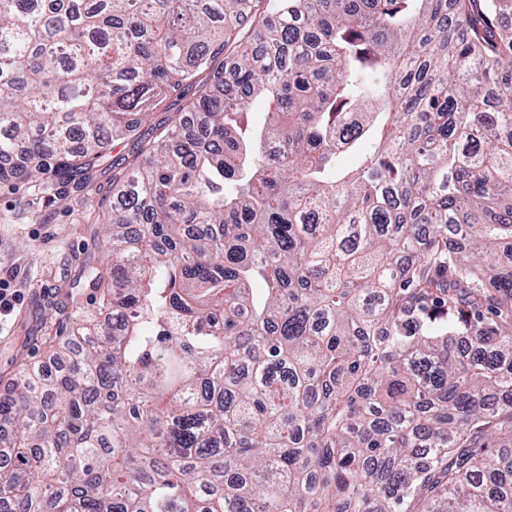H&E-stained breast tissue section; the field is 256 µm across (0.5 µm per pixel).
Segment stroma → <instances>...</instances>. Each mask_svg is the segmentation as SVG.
<instances>
[{"mask_svg":"<svg viewBox=\"0 0 512 512\" xmlns=\"http://www.w3.org/2000/svg\"><path fill=\"white\" fill-rule=\"evenodd\" d=\"M112 201V170L87 185L41 193L30 182L0 184V280L20 296L0 318V394L20 362L50 366V342H64L99 307L80 282L84 266L109 268L99 220Z\"/></svg>","mask_w":512,"mask_h":512,"instance_id":"1","label":"stroma"}]
</instances>
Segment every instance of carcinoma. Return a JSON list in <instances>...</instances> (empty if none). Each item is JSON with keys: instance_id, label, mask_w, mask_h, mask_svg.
I'll list each match as a JSON object with an SVG mask.
<instances>
[{"instance_id": "1", "label": "carcinoma", "mask_w": 512, "mask_h": 512, "mask_svg": "<svg viewBox=\"0 0 512 512\" xmlns=\"http://www.w3.org/2000/svg\"><path fill=\"white\" fill-rule=\"evenodd\" d=\"M510 15L0 0V184L112 163L113 255L111 319L0 398V504L512 512ZM197 90V87H193L192 89L186 90L181 99H171L167 104L169 105V108L166 110L162 108L158 112H154L147 123L142 126V132L145 135H154L158 132L156 129L167 125L170 118L174 115V112L179 110V108H181L185 103L192 101L198 95Z\"/></svg>"}]
</instances>
